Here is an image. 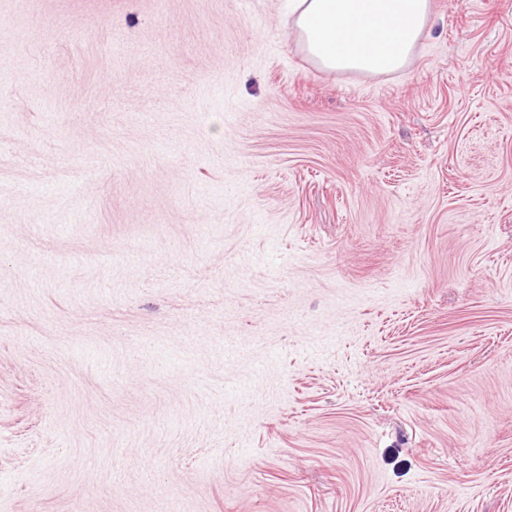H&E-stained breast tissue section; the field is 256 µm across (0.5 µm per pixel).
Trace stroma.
Listing matches in <instances>:
<instances>
[{"mask_svg":"<svg viewBox=\"0 0 512 512\" xmlns=\"http://www.w3.org/2000/svg\"><path fill=\"white\" fill-rule=\"evenodd\" d=\"M291 10L0 0V512H512V0ZM295 2L301 48L322 69L336 74L405 68L431 14V0Z\"/></svg>","mask_w":512,"mask_h":512,"instance_id":"35a3bbf8","label":"stroma"}]
</instances>
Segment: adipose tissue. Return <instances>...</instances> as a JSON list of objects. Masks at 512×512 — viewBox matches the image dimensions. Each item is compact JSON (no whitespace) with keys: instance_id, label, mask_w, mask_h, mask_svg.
Returning <instances> with one entry per match:
<instances>
[{"instance_id":"1","label":"adipose tissue","mask_w":512,"mask_h":512,"mask_svg":"<svg viewBox=\"0 0 512 512\" xmlns=\"http://www.w3.org/2000/svg\"><path fill=\"white\" fill-rule=\"evenodd\" d=\"M295 13L299 43L322 69L385 74L408 65L431 0H297Z\"/></svg>"}]
</instances>
